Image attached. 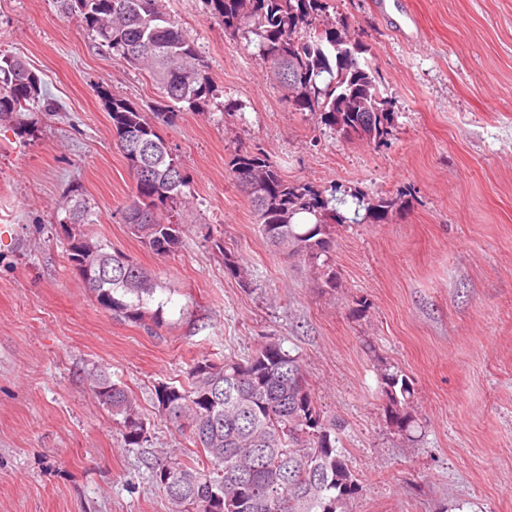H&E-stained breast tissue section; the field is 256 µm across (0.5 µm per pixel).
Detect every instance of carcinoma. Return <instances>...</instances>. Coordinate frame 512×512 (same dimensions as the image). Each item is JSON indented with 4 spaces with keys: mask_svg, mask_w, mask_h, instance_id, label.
Here are the masks:
<instances>
[{
    "mask_svg": "<svg viewBox=\"0 0 512 512\" xmlns=\"http://www.w3.org/2000/svg\"><path fill=\"white\" fill-rule=\"evenodd\" d=\"M78 21L102 47L146 72L163 97L201 111L215 86L194 43L167 17L163 0H69ZM224 31L253 23L260 37L259 56L297 112H318L345 137L377 140L387 134L386 112L378 100L376 77L345 40L343 26L314 28L324 0H211ZM313 29L306 40L302 29ZM40 77L18 56L0 54V121L27 133L22 113L41 104ZM112 131L126 160L135 190L125 206L131 234L158 255L176 251L182 223L172 212L184 203L187 177L156 125L134 103L105 96ZM379 108L375 121L365 116ZM230 174L248 196L266 240L286 262L308 263L331 271L335 240L331 223H358L361 200L349 218L313 186L282 177L264 155L248 151L230 161ZM394 200L367 204L364 219L385 221ZM60 223H94L95 212L78 189L68 192ZM69 260L103 308L131 323L160 324L163 305L149 308L158 288L155 278L119 252L110 253L82 232L68 235ZM388 419L399 430L413 423L411 387L406 375L381 376ZM97 400L120 417L128 447L146 441L136 398L108 376L91 379ZM159 411L211 465L203 471L167 456L158 459L152 477L173 512H338V505L359 485L339 449L341 425L324 415L308 387L297 357L275 342L264 343L244 358H202L187 371L186 384L155 389Z\"/></svg>",
    "mask_w": 512,
    "mask_h": 512,
    "instance_id": "obj_1",
    "label": "carcinoma"
}]
</instances>
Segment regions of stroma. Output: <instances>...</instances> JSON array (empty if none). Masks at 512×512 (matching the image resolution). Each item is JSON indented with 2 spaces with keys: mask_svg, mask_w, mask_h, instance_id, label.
<instances>
[{
  "mask_svg": "<svg viewBox=\"0 0 512 512\" xmlns=\"http://www.w3.org/2000/svg\"><path fill=\"white\" fill-rule=\"evenodd\" d=\"M0 0V54L22 57L51 110L29 133L0 125V512H171L161 454L203 453L156 405L197 359L277 342L339 419L359 484L346 512H512V0H328L375 70L388 112L377 141L294 111L258 38L225 34L209 0H164L216 88L158 130L184 169L182 242L164 257L128 230L133 190L105 94L145 113L165 101L65 8ZM264 153L324 197L394 199L385 222L338 224L336 283L269 246L229 162ZM81 189L84 231L160 283L161 323L101 307L68 259L62 203ZM232 259L247 283L228 274ZM406 374L415 425L387 417L384 370ZM133 392L147 429L125 446L91 378Z\"/></svg>",
  "mask_w": 512,
  "mask_h": 512,
  "instance_id": "stroma-1",
  "label": "stroma"
}]
</instances>
